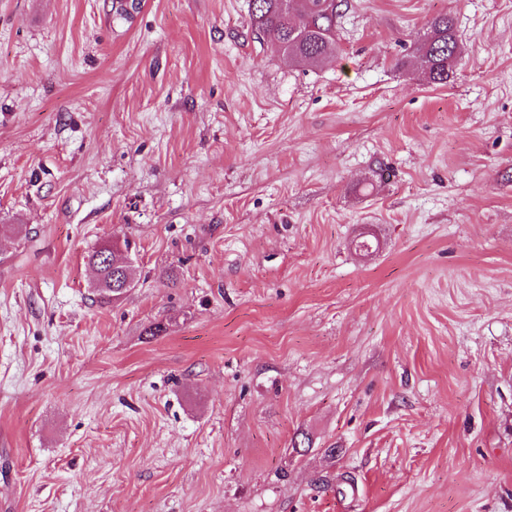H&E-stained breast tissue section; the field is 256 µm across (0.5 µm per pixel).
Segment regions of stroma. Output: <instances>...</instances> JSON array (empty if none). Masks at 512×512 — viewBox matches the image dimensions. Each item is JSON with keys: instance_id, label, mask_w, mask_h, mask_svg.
I'll list each match as a JSON object with an SVG mask.
<instances>
[{"instance_id": "obj_1", "label": "stroma", "mask_w": 512, "mask_h": 512, "mask_svg": "<svg viewBox=\"0 0 512 512\" xmlns=\"http://www.w3.org/2000/svg\"><path fill=\"white\" fill-rule=\"evenodd\" d=\"M127 2L0 0V512H512V0H349L319 66ZM417 60L428 82L446 85L459 55L454 21L447 14H440L429 21L425 38L417 47ZM130 249V243L127 240H124V250L119 248L116 243L109 242L100 248L94 249L87 255V263L92 269H96L98 272H100V279L99 281H103L106 283L107 288L99 289L97 296L98 302L102 304H110L112 303V300L119 299L122 295L126 294L129 289H122V288H112L111 283L113 282L112 278V267L122 260H127L128 251ZM109 258H112V264L111 262L107 263V260ZM120 267H123L126 270H128L129 275L132 277V281H134L133 276V266H130L129 262L128 264L119 265Z\"/></svg>"}]
</instances>
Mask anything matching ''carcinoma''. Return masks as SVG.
Segmentation results:
<instances>
[{"instance_id":"1","label":"carcinoma","mask_w":512,"mask_h":512,"mask_svg":"<svg viewBox=\"0 0 512 512\" xmlns=\"http://www.w3.org/2000/svg\"><path fill=\"white\" fill-rule=\"evenodd\" d=\"M348 0H252L250 25L258 38L269 37L274 45L288 53L297 63L318 64L335 45L336 22ZM459 55L453 18L440 14L429 21L425 38L417 47V60L428 82L446 85ZM130 249L109 242L87 255L88 265L100 272L106 288L99 290L98 302L110 304L127 293L112 287L113 264L124 258Z\"/></svg>"}]
</instances>
